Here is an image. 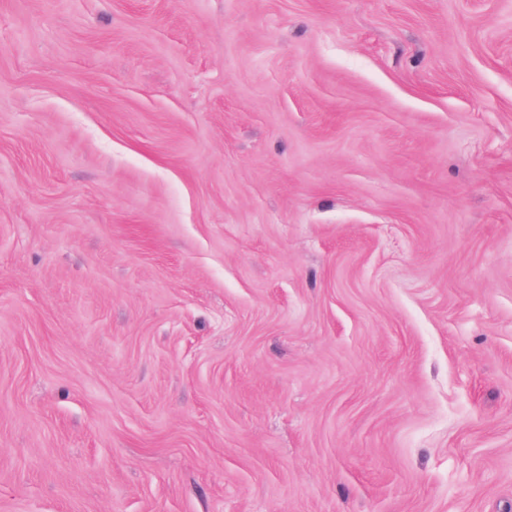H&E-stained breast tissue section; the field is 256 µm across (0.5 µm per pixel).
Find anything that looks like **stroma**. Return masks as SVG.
Here are the masks:
<instances>
[{
  "label": "stroma",
  "instance_id": "35a3bbf8",
  "mask_svg": "<svg viewBox=\"0 0 512 512\" xmlns=\"http://www.w3.org/2000/svg\"><path fill=\"white\" fill-rule=\"evenodd\" d=\"M0 512H512V0H0Z\"/></svg>",
  "mask_w": 512,
  "mask_h": 512
}]
</instances>
